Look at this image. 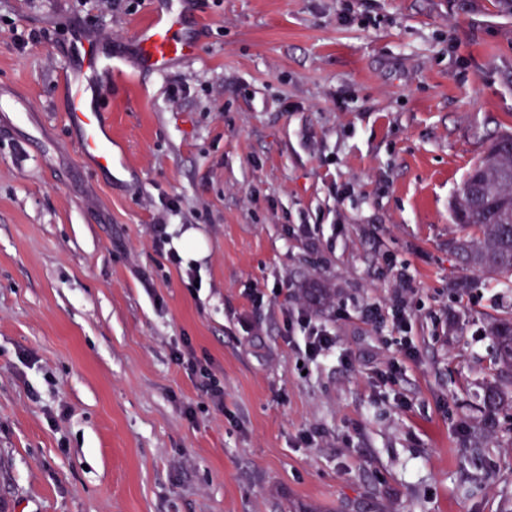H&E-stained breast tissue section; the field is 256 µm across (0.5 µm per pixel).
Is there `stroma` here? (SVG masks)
I'll use <instances>...</instances> for the list:
<instances>
[{"mask_svg": "<svg viewBox=\"0 0 512 512\" xmlns=\"http://www.w3.org/2000/svg\"><path fill=\"white\" fill-rule=\"evenodd\" d=\"M161 2L0 0V91L30 106L0 112L7 512H512V414L467 444L512 277L448 249L451 197L512 129V0H185L195 48L157 73L135 42ZM77 30L116 60L110 172L64 118ZM158 224L205 237L199 292ZM402 266L404 337L358 314ZM306 308L343 361H301ZM175 359L186 366V369L191 374L200 379V389L208 399L218 408L223 409L224 407V387L221 385L220 380L213 375V373L197 361L188 358L185 360L184 356L178 352L175 353Z\"/></svg>", "mask_w": 512, "mask_h": 512, "instance_id": "stroma-1", "label": "stroma"}]
</instances>
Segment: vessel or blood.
Instances as JSON below:
<instances>
[{
	"label": "vessel or blood",
	"mask_w": 512,
	"mask_h": 512,
	"mask_svg": "<svg viewBox=\"0 0 512 512\" xmlns=\"http://www.w3.org/2000/svg\"><path fill=\"white\" fill-rule=\"evenodd\" d=\"M181 16L180 10L172 8L165 16L139 26L136 43L141 67L161 72L184 56L187 43L175 32ZM79 57L78 70L66 82V121L78 130L84 155L93 158L99 166L108 167L114 161L112 147L103 132L102 114L92 108L89 99L105 94L106 78L112 73V58L101 54L98 44L87 39L81 42Z\"/></svg>",
	"instance_id": "vessel-or-blood-1"
}]
</instances>
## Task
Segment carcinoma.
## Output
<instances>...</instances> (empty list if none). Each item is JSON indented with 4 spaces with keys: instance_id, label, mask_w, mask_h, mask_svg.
<instances>
[{
    "instance_id": "obj_1",
    "label": "carcinoma",
    "mask_w": 512,
    "mask_h": 512,
    "mask_svg": "<svg viewBox=\"0 0 512 512\" xmlns=\"http://www.w3.org/2000/svg\"><path fill=\"white\" fill-rule=\"evenodd\" d=\"M451 210L455 223L472 230L448 242L452 254L480 276L512 275V133L496 137L472 164ZM489 336L498 375L483 384L480 430L492 427V415L512 411V310L493 320Z\"/></svg>"
}]
</instances>
